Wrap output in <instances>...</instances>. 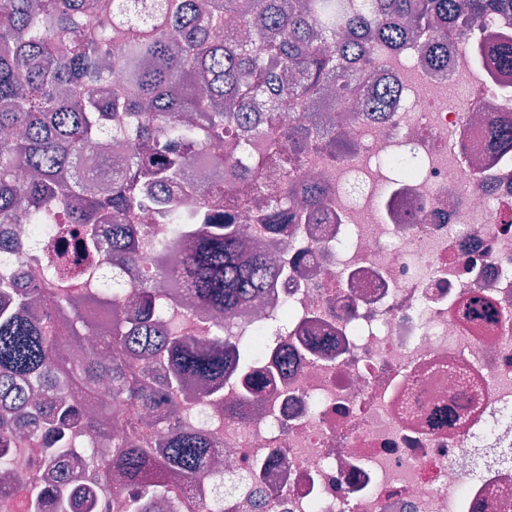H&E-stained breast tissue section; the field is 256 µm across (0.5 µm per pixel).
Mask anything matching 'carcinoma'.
Wrapping results in <instances>:
<instances>
[{
	"label": "carcinoma",
	"mask_w": 512,
	"mask_h": 512,
	"mask_svg": "<svg viewBox=\"0 0 512 512\" xmlns=\"http://www.w3.org/2000/svg\"><path fill=\"white\" fill-rule=\"evenodd\" d=\"M512 11V0H0V251L13 248L10 224L80 226L76 254L45 250L44 276L21 288L16 275L0 274V402L15 406L9 418L39 432L45 459L54 464L81 453L94 469L91 489L40 490L39 505L55 512H92L104 496L112 469L132 482L129 512H154L166 494L148 475L167 467L189 479L206 474L211 451L192 430L171 431L156 454L133 439L141 415L171 426L170 394L188 379L202 398L224 403L228 360L239 364L244 391L255 390L250 362L257 347L224 343V327L189 338L165 321V297L180 288L196 305L232 312L263 292L272 266L247 256L243 230L211 211L224 187L198 181L190 160L206 146H228L215 162L246 163L236 145L239 131L254 138L269 130L252 125L248 108L259 96L287 93L288 121L274 115L270 127L288 139V157H271L278 183L269 195L270 214L288 195L300 151L313 142L341 146L334 124L306 122L316 103L341 94L354 98L366 81L380 43L402 47L415 38L431 48L432 66L444 70L448 53L438 45L448 29L468 39L478 20ZM123 47L112 55V44ZM489 59L512 72V39L491 47ZM125 82L112 88V75ZM395 93L377 85L356 99L361 110L382 111ZM128 154L105 190L83 169L88 145L106 128ZM167 130L161 138L157 128ZM112 223H100L101 214ZM323 209L310 189L296 224H311ZM170 224L169 240L154 246L152 270L141 273L138 310L121 315L125 292L96 287L93 258L109 253L128 268L142 263V226ZM60 313L54 328L48 309ZM99 349L77 358L71 348L89 334ZM65 374L77 388L109 383L96 416L84 417L56 388ZM131 411L127 429L107 434L110 402ZM109 436L112 461L97 448H75L81 432ZM12 427L0 428V464L9 463Z\"/></svg>",
	"instance_id": "cac0c4a2"
}]
</instances>
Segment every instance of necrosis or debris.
I'll return each instance as SVG.
<instances>
[{
	"mask_svg": "<svg viewBox=\"0 0 512 512\" xmlns=\"http://www.w3.org/2000/svg\"><path fill=\"white\" fill-rule=\"evenodd\" d=\"M512 36V12L470 40L448 35V67L417 43L379 49L372 79L395 80L377 119L347 112L348 150L301 153L296 184L319 179L324 223L265 218L253 177L210 169L253 253L287 266L224 320L229 343L259 341L252 368L288 358L254 398L235 378L214 408L174 393L179 421L214 445L220 466L192 481L168 469L162 512H512V73L474 46ZM22 261L43 238L15 233ZM0 467V512H29L26 489L53 486L42 441L18 430Z\"/></svg>",
	"mask_w": 512,
	"mask_h": 512,
	"instance_id": "4bbe7bcc",
	"label": "necrosis or debris"
}]
</instances>
